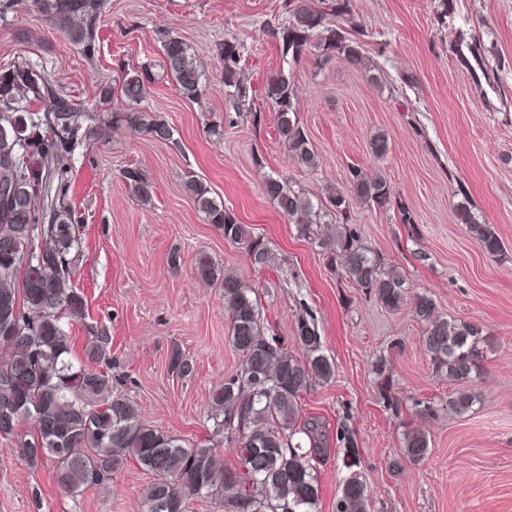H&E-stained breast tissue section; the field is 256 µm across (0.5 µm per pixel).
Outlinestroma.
I'll list each match as a JSON object with an SVG mask.
<instances>
[{
    "label": "stroma",
    "mask_w": 512,
    "mask_h": 512,
    "mask_svg": "<svg viewBox=\"0 0 512 512\" xmlns=\"http://www.w3.org/2000/svg\"><path fill=\"white\" fill-rule=\"evenodd\" d=\"M349 28L366 29L365 54L377 81L333 58L283 57L266 28L285 0H104L94 60L84 59L53 23L27 10L0 20V66L29 61L57 91L111 119L126 104L120 94L100 101L99 84L120 67L148 66L142 104L173 129L164 144L128 130L87 140L64 161L69 199L81 219L75 285L85 315L70 333L82 350L92 332L108 336L112 378L141 419L193 445L224 447L211 419L210 396L235 375L241 358L230 343L221 289L199 281L194 267L207 255L225 273L251 286L265 319L289 352L304 358L293 338L299 316L314 318L335 375L301 396V419H319L327 451L315 460L316 512H336L346 442L361 461L371 512H512V0H352ZM191 49L203 73V94L179 95L163 68L161 36ZM479 35L481 64L456 56L460 35ZM239 45L244 77L261 88L267 74L293 76L303 128L319 156L300 168L282 147L275 112L257 100L256 113H236L225 93V41ZM385 134L389 151L375 159L370 138ZM383 174L397 209L358 205L361 239L404 274L409 294L431 297L441 315L478 325L488 337L481 374L467 381L477 403L449 411L454 385L435 373L419 347L422 333L410 306L388 310L341 280L317 244L300 236L262 191L265 176L286 178L311 200L346 186L351 168ZM139 169L152 185L139 199L121 176ZM194 176L239 223L268 242L277 266L254 270L239 245L208 224L184 193ZM470 200L477 223L503 243L483 252L456 208ZM193 362L183 376L175 355ZM384 360L389 384L374 371ZM433 415L420 414L418 402ZM430 439L420 462L403 458L407 429ZM0 438V512H142L149 476L136 464L103 485L62 492L52 463L31 466Z\"/></svg>",
    "instance_id": "35a3bbf8"
}]
</instances>
